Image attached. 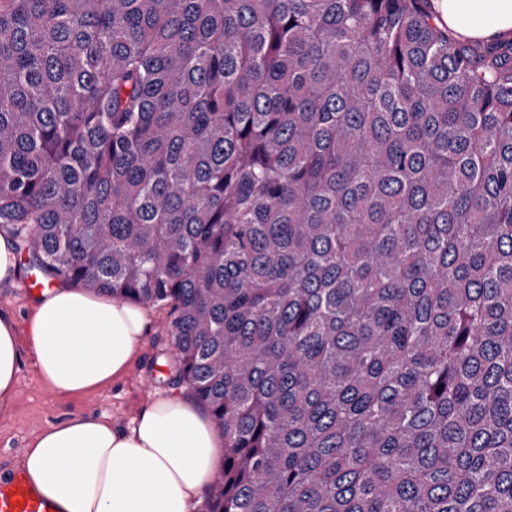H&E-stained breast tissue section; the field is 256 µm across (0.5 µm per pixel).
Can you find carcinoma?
Here are the masks:
<instances>
[{"label": "carcinoma", "mask_w": 512, "mask_h": 512, "mask_svg": "<svg viewBox=\"0 0 512 512\" xmlns=\"http://www.w3.org/2000/svg\"><path fill=\"white\" fill-rule=\"evenodd\" d=\"M168 309L202 512H512V41L430 0H0V231Z\"/></svg>", "instance_id": "carcinoma-1"}]
</instances>
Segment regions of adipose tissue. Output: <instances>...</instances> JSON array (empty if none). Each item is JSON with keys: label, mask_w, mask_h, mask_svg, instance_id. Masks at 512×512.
<instances>
[{"label": "adipose tissue", "mask_w": 512, "mask_h": 512, "mask_svg": "<svg viewBox=\"0 0 512 512\" xmlns=\"http://www.w3.org/2000/svg\"><path fill=\"white\" fill-rule=\"evenodd\" d=\"M463 39L512 40V0H432ZM146 313L118 298L45 283L28 334L42 378L60 393L96 390L121 377L148 329ZM22 350L13 316L0 310V408L11 404ZM224 442L191 403L168 398L131 427L74 416L35 433L19 461L63 512H192L218 467Z\"/></svg>", "instance_id": "obj_1"}]
</instances>
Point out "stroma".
<instances>
[{
	"instance_id": "obj_1",
	"label": "stroma",
	"mask_w": 512,
	"mask_h": 512,
	"mask_svg": "<svg viewBox=\"0 0 512 512\" xmlns=\"http://www.w3.org/2000/svg\"><path fill=\"white\" fill-rule=\"evenodd\" d=\"M31 273L29 265H22L14 284L0 285V309L11 312L22 328L27 325L36 295L27 286ZM146 314L149 331L143 336L139 357L129 371L108 386L86 394L63 395L52 390L41 379L31 348H24L14 400L8 410H0V459L15 461L36 431L66 416H96L125 428L142 406L175 396V389L158 382L169 348L166 311L150 307Z\"/></svg>"
}]
</instances>
